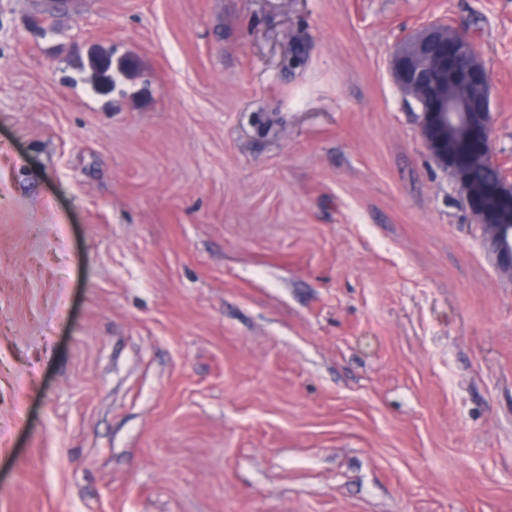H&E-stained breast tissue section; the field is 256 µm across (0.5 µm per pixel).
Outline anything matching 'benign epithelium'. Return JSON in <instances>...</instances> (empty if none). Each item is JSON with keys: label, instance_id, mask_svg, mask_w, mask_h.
Masks as SVG:
<instances>
[{"label": "benign epithelium", "instance_id": "obj_1", "mask_svg": "<svg viewBox=\"0 0 512 512\" xmlns=\"http://www.w3.org/2000/svg\"><path fill=\"white\" fill-rule=\"evenodd\" d=\"M466 57L469 66L455 67ZM391 78L409 105L416 107L422 141L448 176L465 207L480 224L495 228L490 247L498 262L512 266V184L505 176L474 184L465 164L473 153L494 160L489 71L472 36L444 22L427 25L401 42L390 56ZM478 85L483 98L471 100L459 88Z\"/></svg>", "mask_w": 512, "mask_h": 512}]
</instances>
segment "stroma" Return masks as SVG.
I'll return each instance as SVG.
<instances>
[{"label":"stroma","instance_id":"stroma-1","mask_svg":"<svg viewBox=\"0 0 512 512\" xmlns=\"http://www.w3.org/2000/svg\"><path fill=\"white\" fill-rule=\"evenodd\" d=\"M435 21L512 181V0H0V512H512V270L388 70ZM90 67L98 86L102 84L112 86L114 79L112 78V54L110 52L100 50L95 53L90 59Z\"/></svg>","mask_w":512,"mask_h":512}]
</instances>
